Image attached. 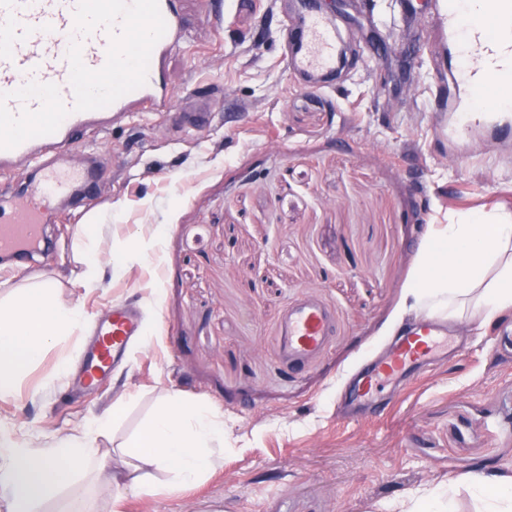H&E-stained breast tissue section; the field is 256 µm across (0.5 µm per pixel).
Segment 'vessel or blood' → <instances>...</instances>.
I'll use <instances>...</instances> for the list:
<instances>
[{
	"mask_svg": "<svg viewBox=\"0 0 512 512\" xmlns=\"http://www.w3.org/2000/svg\"><path fill=\"white\" fill-rule=\"evenodd\" d=\"M297 25L283 26L280 41L288 64L306 81L327 85L339 63L341 47L336 25L319 0H299ZM443 0L435 16L442 25L453 60L451 83L456 99L454 134L464 137L474 128L492 130L507 126L512 110V39L498 35L512 27V0ZM166 22L164 36L154 46L145 84L110 105L89 111H73L74 92L67 60L69 38L76 27L77 0H0V89L14 91L30 81L55 84L71 109L56 132L28 139L15 148L0 149V174L20 166H32L31 186L0 194V258L19 266L38 253L45 241L53 205L90 197L96 191L99 172L94 154L83 164L72 165L69 156L87 132H108L112 122L136 112L168 111L174 92L166 61L184 42L190 21L180 0H158ZM110 35L95 29L82 40V59L93 70L104 66ZM490 90L482 108L468 105L473 92ZM183 128L211 125L214 113L209 100L196 98L180 114ZM327 318L317 306L303 305L288 316L284 342L289 355L301 359L318 349L327 332ZM144 333L141 317L126 303L110 306L96 334L87 345L80 367L86 384L109 374L129 346ZM448 349V331L436 320L420 323L398 336L384 355L375 358L356 381V396L371 399L384 381L401 377L414 367L435 362Z\"/></svg>",
	"mask_w": 512,
	"mask_h": 512,
	"instance_id": "1",
	"label": "vessel or blood"
}]
</instances>
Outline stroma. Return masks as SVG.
<instances>
[{"label":"stroma","instance_id":"35a3bbf8","mask_svg":"<svg viewBox=\"0 0 512 512\" xmlns=\"http://www.w3.org/2000/svg\"><path fill=\"white\" fill-rule=\"evenodd\" d=\"M259 3L227 10L219 30L210 0H183L192 24L167 63L174 104L218 88L212 127L184 133L147 112L83 139L102 161L89 236L143 252L89 286L71 209L46 254L0 271V299L37 276L85 316L0 395V430L37 452L68 437L113 448L172 391L223 414V454L176 493L156 470L146 489L97 494L102 512H399L425 493L437 512H482L474 490L444 491L512 474V311L449 322L446 357L386 385L378 407L349 405L348 392L368 355L417 323L403 294L430 225L512 219V139L437 134L434 106L452 91L434 0H414L412 30L393 23L396 0H320L350 48L329 89L286 62L279 30L293 0ZM116 300L142 310L147 341L83 389L81 349ZM307 302L328 332L297 360L283 325ZM118 403L110 430L92 433Z\"/></svg>","mask_w":512,"mask_h":512}]
</instances>
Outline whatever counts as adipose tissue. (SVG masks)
<instances>
[{"label": "adipose tissue", "mask_w": 512, "mask_h": 512, "mask_svg": "<svg viewBox=\"0 0 512 512\" xmlns=\"http://www.w3.org/2000/svg\"><path fill=\"white\" fill-rule=\"evenodd\" d=\"M405 311L433 318L489 321L512 311V224H436L421 247L416 272L405 288ZM82 312L61 301L53 285L23 286L0 301V393L47 346L65 332L81 327ZM224 443V420L213 408L162 397L150 419L131 441L107 451L64 439L36 452L0 434V499L9 512H33L66 484L91 476L108 486H145V467L172 473V490L195 484L215 463Z\"/></svg>", "instance_id": "obj_1"}]
</instances>
